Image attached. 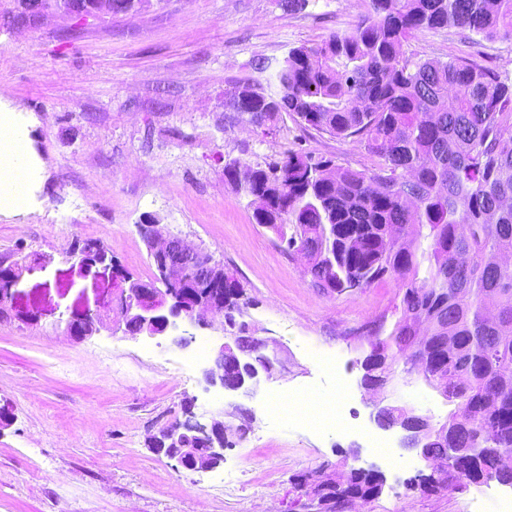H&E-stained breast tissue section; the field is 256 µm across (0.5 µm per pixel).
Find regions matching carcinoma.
<instances>
[{"instance_id":"1","label":"carcinoma","mask_w":512,"mask_h":512,"mask_svg":"<svg viewBox=\"0 0 512 512\" xmlns=\"http://www.w3.org/2000/svg\"><path fill=\"white\" fill-rule=\"evenodd\" d=\"M448 27L512 40V0H369L351 30L290 49L275 91L248 79L224 91L238 122L270 131L292 114L378 159L355 170L290 150L226 162L224 180L286 249L310 247L324 291L397 283L388 356L448 386V441L477 449L447 464L430 449L424 493L464 479L512 485V263L497 262L512 254V86L468 59L404 55L419 33ZM312 477L327 498L370 502L382 486L373 471Z\"/></svg>"}]
</instances>
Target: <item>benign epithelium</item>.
Returning a JSON list of instances; mask_svg holds the SVG:
<instances>
[{"mask_svg":"<svg viewBox=\"0 0 512 512\" xmlns=\"http://www.w3.org/2000/svg\"><path fill=\"white\" fill-rule=\"evenodd\" d=\"M18 4L24 12L19 21L22 27L33 20L39 24L47 15L55 13L78 19L95 16V11L87 9L83 0H18ZM147 227L151 229L148 243L156 261L158 281L165 288L142 283L136 288L122 289L117 319H112L110 314L103 316L97 311L73 316L66 322V329L72 338L83 340L102 328L110 330L114 322L124 326V333L134 339L141 335L151 338L165 336L177 331L181 322L205 328L209 326V315L224 312V295L218 289L209 288L198 293L187 287L191 283L188 274L198 270V249L179 236H161L155 224L139 225L141 230ZM67 257L86 267L113 266L112 254L97 243L84 244L69 252ZM225 333L227 342L217 345L212 366L203 371L204 380L224 391L250 397L254 395L261 377L269 378L275 373L280 360L277 355L266 353L269 346L267 339L253 335L241 338L236 335L233 325L225 329ZM369 346V351L360 361L363 374L359 387L375 395L394 386L397 369L388 365L376 375V382H369V367L383 359L386 353L383 340L379 337H369ZM388 410L400 411V419L391 424L381 423L380 414ZM372 418L381 429H396L402 447L427 463L430 462L428 448L433 438L439 437L444 442L448 440L447 427L433 421L426 413L408 410L400 405L382 406L377 403ZM226 432L224 422L214 419L208 425L202 424L189 411L184 421L160 432V436L155 438V450L187 470L212 469L224 462Z\"/></svg>","mask_w":512,"mask_h":512,"instance_id":"obj_1","label":"benign epithelium"}]
</instances>
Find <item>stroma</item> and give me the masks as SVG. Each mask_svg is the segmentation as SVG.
Instances as JSON below:
<instances>
[{
	"label": "stroma",
	"instance_id": "1",
	"mask_svg": "<svg viewBox=\"0 0 512 512\" xmlns=\"http://www.w3.org/2000/svg\"><path fill=\"white\" fill-rule=\"evenodd\" d=\"M368 0H307L285 13L279 0H148L136 11L85 22L53 14L36 28L13 22L17 0H0V106L27 146L33 202L0 205V260L24 272L14 318H0V512H313L295 475L327 466L373 467L382 494L344 512H494L512 487L490 480L435 493L410 490L426 464L400 448L395 431L370 419L358 386L368 344L362 327L394 324L399 288L327 294L310 284L305 261L256 224L247 198L224 180L225 162L255 165L289 150L357 170L376 160L357 143L305 127L292 116L270 134L232 122L224 91L265 84L255 61L277 65L290 48L350 30ZM416 60L465 58L512 81V41L457 28L427 30L403 47ZM209 252L244 289V318L275 339L285 367L242 400L206 385L200 355L222 341V319L194 329V343L137 339L103 330L82 341L66 322L118 300L123 276L154 280L140 224ZM102 242L116 269L68 260L74 240ZM36 314L37 324L20 315ZM348 388L331 432L295 425L290 413L332 407ZM279 395L276 406L267 397ZM192 401L202 422L238 425L223 464L189 471L154 452L151 440L182 421ZM398 404L445 420L451 410L421 379L400 386ZM374 435L396 463L370 448Z\"/></svg>",
	"mask_w": 512,
	"mask_h": 512
}]
</instances>
